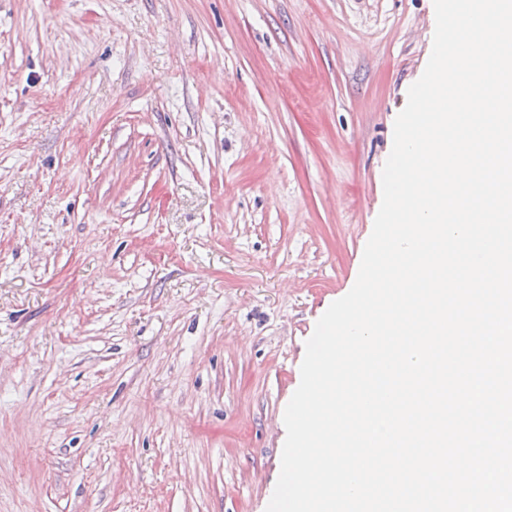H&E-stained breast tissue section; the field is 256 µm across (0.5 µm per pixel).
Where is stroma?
Returning a JSON list of instances; mask_svg holds the SVG:
<instances>
[{"label":"stroma","instance_id":"35a3bbf8","mask_svg":"<svg viewBox=\"0 0 512 512\" xmlns=\"http://www.w3.org/2000/svg\"><path fill=\"white\" fill-rule=\"evenodd\" d=\"M433 0H0V512H266Z\"/></svg>","mask_w":512,"mask_h":512}]
</instances>
